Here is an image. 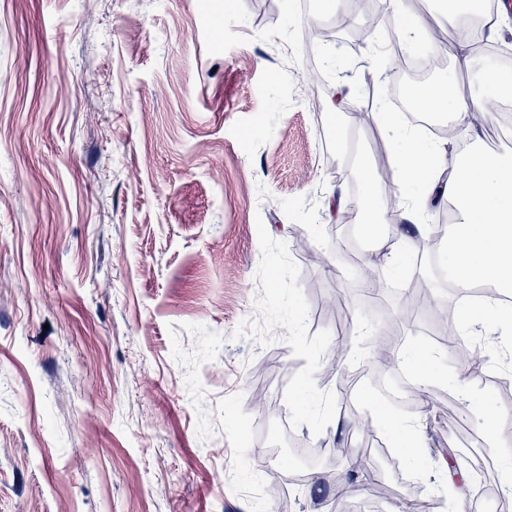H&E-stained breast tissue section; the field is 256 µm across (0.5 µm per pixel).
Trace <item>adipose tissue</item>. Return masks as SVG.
Listing matches in <instances>:
<instances>
[{"label":"adipose tissue","instance_id":"obj_1","mask_svg":"<svg viewBox=\"0 0 512 512\" xmlns=\"http://www.w3.org/2000/svg\"><path fill=\"white\" fill-rule=\"evenodd\" d=\"M418 100L429 111L454 114L460 124L473 107L452 82L428 88ZM374 118L390 135V165L406 213L423 208L414 194L421 184L439 188L458 208L440 254L452 285L512 293V155L489 154L473 143L448 163L441 144L420 148L411 134L402 133L395 113L381 111Z\"/></svg>","mask_w":512,"mask_h":512}]
</instances>
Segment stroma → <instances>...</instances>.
Here are the masks:
<instances>
[{"label": "stroma", "instance_id": "1", "mask_svg": "<svg viewBox=\"0 0 512 512\" xmlns=\"http://www.w3.org/2000/svg\"><path fill=\"white\" fill-rule=\"evenodd\" d=\"M84 2L0 0V512H340L347 468L365 487L352 512L494 499L512 394L432 348L423 314L406 336L430 350L429 410L391 412L424 428L407 463L350 417L384 406L376 379L413 377L372 348L374 314L395 319L399 296L340 323L320 312L365 270L412 273L326 209L333 195L363 206L347 147L373 163L388 149L376 121L347 111L369 84L392 109L388 42L351 48L365 23L351 18L319 50L315 109L304 29L332 26L347 0ZM493 328L465 338L512 383ZM339 332L340 363L324 354ZM458 381L466 428L499 468L438 492L426 477L459 453L462 427L437 395Z\"/></svg>", "mask_w": 512, "mask_h": 512}]
</instances>
